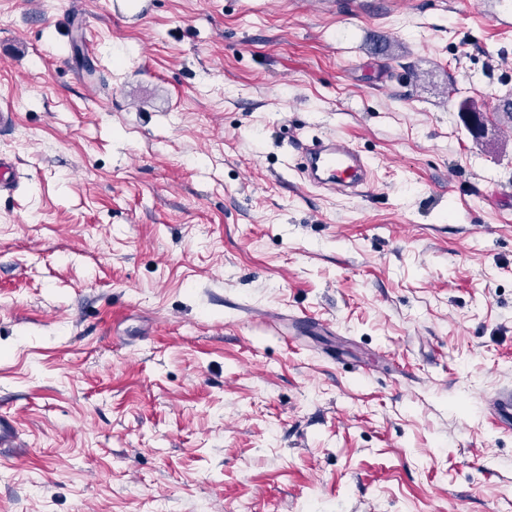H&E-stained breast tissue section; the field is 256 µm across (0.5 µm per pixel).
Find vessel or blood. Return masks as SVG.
Here are the masks:
<instances>
[{
    "label": "vessel or blood",
    "mask_w": 512,
    "mask_h": 512,
    "mask_svg": "<svg viewBox=\"0 0 512 512\" xmlns=\"http://www.w3.org/2000/svg\"><path fill=\"white\" fill-rule=\"evenodd\" d=\"M478 7L494 25L512 27V0H480ZM300 155L297 169L310 183L341 193L362 194L372 180L369 159L351 142L328 138L317 143L296 142ZM13 158L0 155V196L13 194L20 183ZM490 420L501 430L512 429V390L496 389L488 393Z\"/></svg>",
    "instance_id": "obj_1"
}]
</instances>
